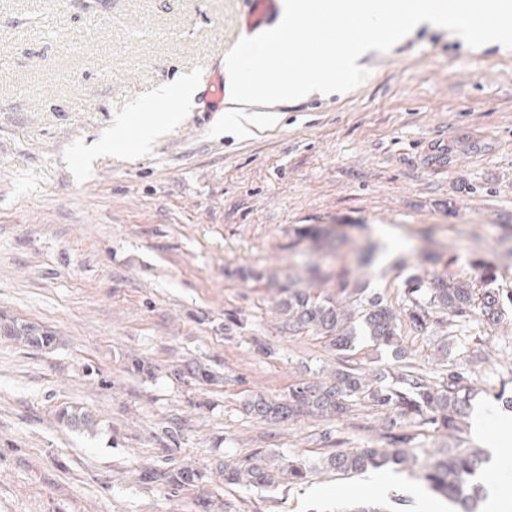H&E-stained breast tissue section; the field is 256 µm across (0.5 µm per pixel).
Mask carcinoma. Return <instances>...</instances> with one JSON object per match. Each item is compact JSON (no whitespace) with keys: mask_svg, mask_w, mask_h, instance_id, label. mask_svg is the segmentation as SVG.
Here are the masks:
<instances>
[{"mask_svg":"<svg viewBox=\"0 0 512 512\" xmlns=\"http://www.w3.org/2000/svg\"><path fill=\"white\" fill-rule=\"evenodd\" d=\"M336 230L320 224H306L296 229L298 240L315 243L327 241ZM376 245L366 242L356 250L355 266H339L324 272L320 266L306 269V281L315 286L335 281L336 295L320 296L300 287L301 278L288 276L286 296L277 309L283 315L282 329L290 335L312 333L325 338L336 351V367L331 372L314 373L288 386L281 398L256 394L247 399L243 411L260 423L298 417H344L361 406L382 411L386 421L381 438L387 448H346L325 455L322 468L337 473H354L367 469H393L418 459L410 443L416 439L413 429L430 426L435 432L452 436L461 431L460 424L470 416L474 379L447 365L448 351L439 349V374L430 373L409 357L402 345L401 330L407 322L419 334L437 336L441 344L448 336L470 329L493 330L502 318L505 304L512 305V291L497 284L496 269L486 263L473 266L465 276L444 272L412 275L406 281L403 305L389 302L357 271L367 267ZM377 347L391 350L394 369H365L351 360L359 334ZM0 334L28 347L51 349L58 337L51 331L28 322L10 320L0 324ZM58 421L69 428L91 430L94 416L78 407L58 410ZM489 463L481 448L446 451L425 457L419 464V476L425 488L452 501L457 512H479L488 489L478 480ZM224 483L256 489L271 488L288 479L294 483L307 478L305 464L285 459L268 463L254 456L245 465L228 460L219 464ZM205 474L191 464L172 470H150L143 479L157 483L178 494L203 482Z\"/></svg>","mask_w":512,"mask_h":512,"instance_id":"obj_1","label":"carcinoma"}]
</instances>
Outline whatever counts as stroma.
I'll return each mask as SVG.
<instances>
[{
	"label": "stroma",
	"mask_w": 512,
	"mask_h": 512,
	"mask_svg": "<svg viewBox=\"0 0 512 512\" xmlns=\"http://www.w3.org/2000/svg\"><path fill=\"white\" fill-rule=\"evenodd\" d=\"M280 11L281 0H58L51 11L0 0V319L61 338L38 350L0 337V512H197L202 497L209 512H450L405 471L316 473L266 491L225 484L217 467L386 445L368 407L269 424L243 413L251 395L336 364L318 337L280 328L289 269L350 262L370 240L365 277L393 304L410 275L463 276L480 259L512 289V48L421 26L369 53L349 92L253 106L260 120L243 136L224 125L232 100L203 91L237 40L277 26ZM187 76L195 100L144 151L94 153ZM305 224L348 240L319 258L295 237ZM196 362L221 382L180 379ZM448 362L480 374L473 406L503 413L512 315L492 341L449 338ZM67 405L94 413L95 428L59 423ZM415 445L494 457L512 434L425 427ZM183 463L208 471L203 489L173 497L140 479Z\"/></svg>",
	"instance_id": "35a3bbf8"
}]
</instances>
